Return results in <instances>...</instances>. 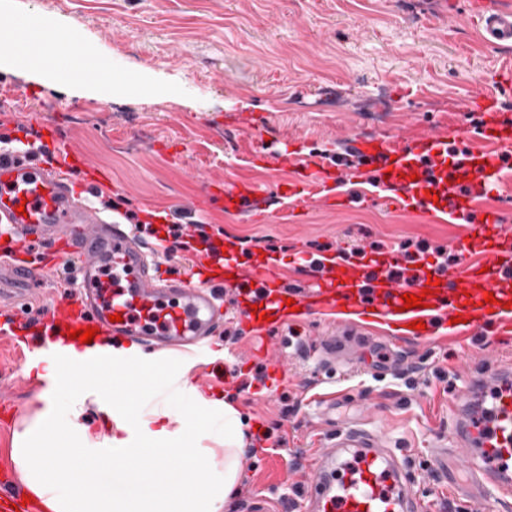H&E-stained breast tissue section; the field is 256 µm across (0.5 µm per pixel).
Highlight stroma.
<instances>
[{"label":"stroma","mask_w":512,"mask_h":512,"mask_svg":"<svg viewBox=\"0 0 512 512\" xmlns=\"http://www.w3.org/2000/svg\"><path fill=\"white\" fill-rule=\"evenodd\" d=\"M470 0H0V25L30 20L74 38L102 73L84 86L60 73H34L10 60L0 44V135L24 126L51 150L87 160L75 172L77 190L98 186L129 229L164 250L162 272H182L195 259L207 269L223 263L271 262L283 271L282 291L305 293L328 275V259L350 265L360 258L395 254L407 239L447 245L451 224L414 221L386 199H360L361 185H346L356 203L336 210L316 205L279 219L207 208L203 185L222 189L246 179L269 192L297 182L296 168L270 153L291 148L308 161L327 163L352 137L403 128L425 130L442 120L447 130L468 125L467 102L476 93L512 100L496 75L512 71V49L486 45L465 14ZM203 224L226 259L183 251L151 225ZM54 267L40 273L37 289L18 307L0 305V466L10 464L14 436L32 424L60 432L76 420L108 435L102 409L107 393L53 395L62 419L42 417L37 378L29 370L28 339L11 332V310L39 309L63 297ZM224 331L206 354L177 358L176 372L157 377L160 400L202 436L201 448L222 461L223 436L204 430L195 396L232 399L243 419L246 447H259V426L278 427L287 449L270 448L253 466L240 467L229 512L260 493L281 501L305 481L307 458L327 431L360 426L384 434L420 487L437 478L426 462L435 438L447 437L452 401L468 375L512 359V339L484 333L461 353L427 351L403 340L386 352L392 374L370 376L375 346L367 336H341L346 360L335 381L323 382L318 350L330 327L304 322L310 357L292 358L288 378L266 381L264 361L252 358L234 283ZM447 367V383L427 384L431 370ZM416 379L408 389L407 379Z\"/></svg>","instance_id":"1"}]
</instances>
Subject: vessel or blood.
<instances>
[{
    "label": "vessel or blood",
    "mask_w": 512,
    "mask_h": 512,
    "mask_svg": "<svg viewBox=\"0 0 512 512\" xmlns=\"http://www.w3.org/2000/svg\"><path fill=\"white\" fill-rule=\"evenodd\" d=\"M471 20L480 36L498 47L512 46V0L475 9ZM492 97L472 95L470 106L486 110L481 127L464 129L455 164H448L446 134L431 128L422 133L382 132L360 138L356 149L379 172L373 186L402 207L414 201L423 221L448 222L455 227L451 241L461 259L426 277L409 282L393 275L369 282L343 268L310 285L304 294L287 297L275 290L280 273L273 267L235 269L234 281L244 305L241 315L248 334L260 336L302 318L325 316L337 326L354 324L367 336H414L424 345L434 337L452 347L484 332L512 337V231L504 227L501 210L484 207L471 187L503 181L504 156H512V114L492 111ZM429 161L437 184L426 179L406 182L403 171L418 170ZM69 158L54 168L43 167L31 151L9 153L0 162V230H6L11 249H0V269L12 278L33 283L38 271L29 262L35 242L54 246L55 263L70 273L77 286L68 302H51L45 332L60 343L42 342L52 358L71 360L78 372L69 391L91 388L90 375L111 364L108 350L71 351L66 330L94 328L97 335L142 342L157 351L177 353L201 344L219 327L224 277L193 283L195 265L183 275L166 279L157 273L143 243L119 220L105 215L89 197L74 192ZM300 184L286 188L288 209L319 202L344 205V195L329 194L353 178L344 165H305ZM250 183H233L223 190L225 209L242 211L256 194ZM421 294L426 305L404 309L403 294ZM494 302H486V295ZM295 311H288V304ZM420 329H412V322ZM455 423L447 443H435L428 462L439 475L441 491H466L470 500L488 493L512 496V361L499 362L493 376L470 377L453 403ZM303 502L307 512H427L410 470L394 449L374 431L357 427L327 438L310 456ZM11 469L0 470V512H37L36 503H23Z\"/></svg>",
    "instance_id": "vessel-or-blood-1"
}]
</instances>
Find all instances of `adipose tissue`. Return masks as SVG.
I'll list each match as a JSON object with an SVG mask.
<instances>
[{"instance_id": "obj_1", "label": "adipose tissue", "mask_w": 512, "mask_h": 512, "mask_svg": "<svg viewBox=\"0 0 512 512\" xmlns=\"http://www.w3.org/2000/svg\"><path fill=\"white\" fill-rule=\"evenodd\" d=\"M23 64L35 72L67 65L73 80L88 81V54L79 48L30 37ZM95 380L111 391L104 410L116 432L106 447H96L86 427L70 425L62 435L48 436L38 426L16 434L10 458L22 483L39 500L45 512H223L233 490L244 449L242 423L235 407L226 401H202V413L224 420V464L216 466L202 454L199 435L170 410L159 408L144 416L133 412L121 391L125 382L112 379L110 366L96 370ZM174 448L177 464L158 459L159 450ZM114 471L131 482L145 480L151 494L128 501L113 497L99 476Z\"/></svg>"}]
</instances>
